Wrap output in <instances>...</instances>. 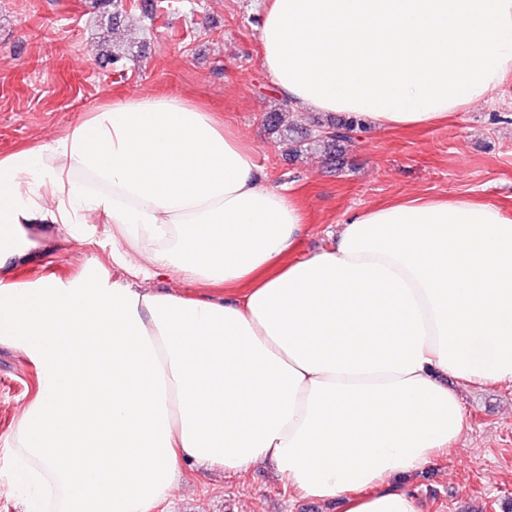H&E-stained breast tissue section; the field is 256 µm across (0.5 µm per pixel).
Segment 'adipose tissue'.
<instances>
[{
	"mask_svg": "<svg viewBox=\"0 0 512 512\" xmlns=\"http://www.w3.org/2000/svg\"><path fill=\"white\" fill-rule=\"evenodd\" d=\"M258 43L297 109L399 136L512 80V0H265ZM256 156L222 113L133 94L0 157V229L112 227L95 279L0 289V347L38 375L7 450L24 512H160L188 469L265 464L339 512H422L460 387L512 381L511 206L392 198L308 253Z\"/></svg>",
	"mask_w": 512,
	"mask_h": 512,
	"instance_id": "ef3b65f1",
	"label": "adipose tissue"
}]
</instances>
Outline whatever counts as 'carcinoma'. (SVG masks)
Masks as SVG:
<instances>
[{
    "instance_id": "cac0c4a2",
    "label": "carcinoma",
    "mask_w": 512,
    "mask_h": 512,
    "mask_svg": "<svg viewBox=\"0 0 512 512\" xmlns=\"http://www.w3.org/2000/svg\"><path fill=\"white\" fill-rule=\"evenodd\" d=\"M96 5L108 19L107 32L116 33L122 12L125 11L124 0H96ZM293 109L291 100L281 96L276 98L274 109L265 117L267 135L292 159L305 152L316 151L323 154L327 164L334 165L340 162L342 146L350 142L351 134L363 126L360 119L353 115L334 113L312 116L299 126L283 125L282 114Z\"/></svg>"
}]
</instances>
